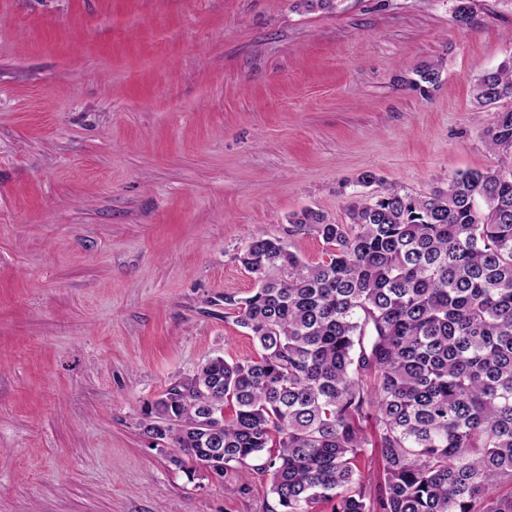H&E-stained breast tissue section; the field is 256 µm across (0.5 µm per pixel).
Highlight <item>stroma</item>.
Segmentation results:
<instances>
[{"instance_id":"1","label":"stroma","mask_w":512,"mask_h":512,"mask_svg":"<svg viewBox=\"0 0 512 512\" xmlns=\"http://www.w3.org/2000/svg\"><path fill=\"white\" fill-rule=\"evenodd\" d=\"M0 0V512H270L269 479L177 466L148 403L256 359L225 309L250 236L325 260L311 208L495 168L479 76L512 0ZM441 64L433 86L417 70Z\"/></svg>"}]
</instances>
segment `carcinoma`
I'll list each match as a JSON object with an SVG mask.
<instances>
[{
	"label": "carcinoma",
	"mask_w": 512,
	"mask_h": 512,
	"mask_svg": "<svg viewBox=\"0 0 512 512\" xmlns=\"http://www.w3.org/2000/svg\"><path fill=\"white\" fill-rule=\"evenodd\" d=\"M416 74L434 85L440 65ZM473 91L511 99L512 66ZM486 139L497 168L420 195L366 172L348 223L293 214L333 247L322 262L251 237L255 288L224 303L259 357L208 359L147 407L146 433L180 464L269 476V512H512V109Z\"/></svg>",
	"instance_id": "cac0c4a2"
}]
</instances>
